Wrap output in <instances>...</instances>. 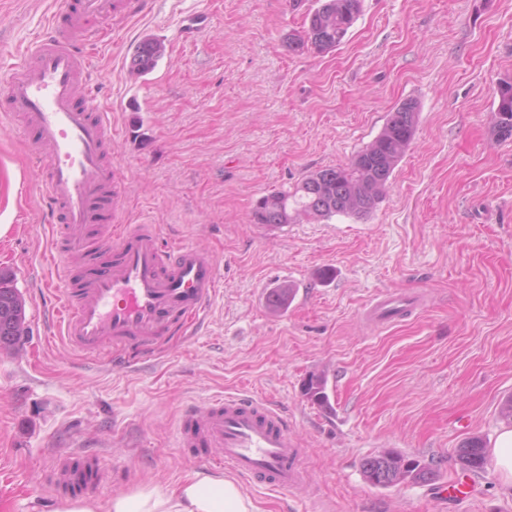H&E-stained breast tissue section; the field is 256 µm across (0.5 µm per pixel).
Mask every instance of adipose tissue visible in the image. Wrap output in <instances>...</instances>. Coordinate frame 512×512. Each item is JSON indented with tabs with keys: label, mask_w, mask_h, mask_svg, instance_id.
Here are the masks:
<instances>
[{
	"label": "adipose tissue",
	"mask_w": 512,
	"mask_h": 512,
	"mask_svg": "<svg viewBox=\"0 0 512 512\" xmlns=\"http://www.w3.org/2000/svg\"><path fill=\"white\" fill-rule=\"evenodd\" d=\"M57 512H257L251 499L230 477L197 472L173 490L144 485L119 492L106 502L79 499L62 504Z\"/></svg>",
	"instance_id": "ef3b65f1"
}]
</instances>
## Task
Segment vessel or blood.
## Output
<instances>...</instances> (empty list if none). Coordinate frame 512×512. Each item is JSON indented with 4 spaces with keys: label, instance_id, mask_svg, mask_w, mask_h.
<instances>
[{
    "label": "vessel or blood",
    "instance_id": "obj_1",
    "mask_svg": "<svg viewBox=\"0 0 512 512\" xmlns=\"http://www.w3.org/2000/svg\"><path fill=\"white\" fill-rule=\"evenodd\" d=\"M144 0H56L47 28L19 50L0 78V111L22 117L29 151L44 170L40 194L68 232L54 309L69 345L88 354L112 348L146 352L199 324L219 281L213 256L197 246L163 245L152 224L120 221L122 179L105 159L112 127L90 94L86 55L112 33L113 19ZM84 259L72 276L71 258ZM415 296L386 292L369 319L398 320ZM179 445L199 462L233 469L256 484L302 492L308 474L300 444L278 408L245 395L220 396L185 415Z\"/></svg>",
    "mask_w": 512,
    "mask_h": 512
}]
</instances>
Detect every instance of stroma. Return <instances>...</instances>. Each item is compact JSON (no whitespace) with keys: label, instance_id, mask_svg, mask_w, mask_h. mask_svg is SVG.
I'll list each match as a JSON object with an SVG mask.
<instances>
[{"label":"stroma","instance_id":"stroma-1","mask_svg":"<svg viewBox=\"0 0 512 512\" xmlns=\"http://www.w3.org/2000/svg\"><path fill=\"white\" fill-rule=\"evenodd\" d=\"M54 0H0V74ZM315 0H147L101 45L92 93L121 134L123 216L162 241L207 249L222 286L203 321L146 357L110 360L57 336L44 260L62 236L40 199L43 172L15 120L0 126V269L25 301L27 336L0 352V512H57V459L93 455L103 502L202 466L177 444L186 410L248 391L270 400L305 450L311 494L239 478L259 512H512L495 465L469 476L470 499H441L457 450L494 445L512 396V138H499L497 85L512 76V0H363L343 43L293 52ZM166 50L131 76L145 39ZM415 138L366 218L305 219L264 233L257 200L347 164L402 102ZM291 284L287 309L261 294ZM387 290L421 310L368 321ZM328 378V405L304 380ZM391 450L432 481L369 484L365 459Z\"/></svg>","mask_w":512,"mask_h":512}]
</instances>
